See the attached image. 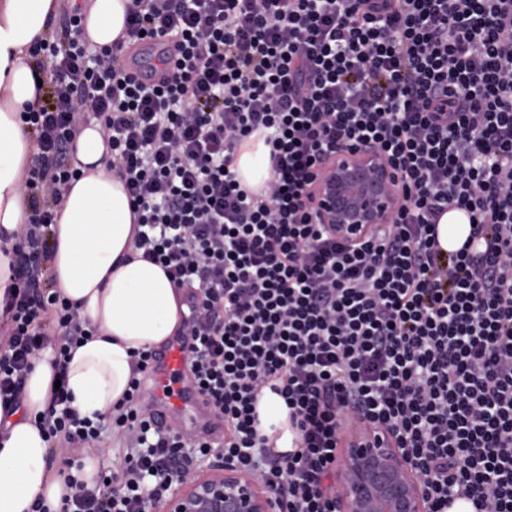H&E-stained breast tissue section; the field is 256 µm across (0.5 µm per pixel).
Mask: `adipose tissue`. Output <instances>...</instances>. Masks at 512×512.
Returning <instances> with one entry per match:
<instances>
[{"label": "adipose tissue", "mask_w": 512, "mask_h": 512, "mask_svg": "<svg viewBox=\"0 0 512 512\" xmlns=\"http://www.w3.org/2000/svg\"><path fill=\"white\" fill-rule=\"evenodd\" d=\"M59 2L0 0V301L11 283L12 234L26 218L19 179L37 151L19 120L24 104L35 100L42 77L30 50L34 40H50ZM128 2L88 0L85 39L99 47L112 45L123 34ZM106 152L98 126L77 136L73 164L83 176L65 188L51 242L57 289L96 329L65 363L71 406L93 421L113 414L123 397L133 351L167 343L181 329L186 311L183 289L136 249V224L122 183L103 162ZM235 171L250 191L264 187L270 163L263 139L241 146ZM54 377L49 361L38 362L25 381L20 408L0 418V512H33L40 498L50 512H58L70 493L46 465L52 440L38 421L51 405ZM257 412L260 434L273 438L279 451H294L297 434L284 400L262 390Z\"/></svg>", "instance_id": "adipose-tissue-1"}]
</instances>
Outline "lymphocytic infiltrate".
<instances>
[{
  "label": "lymphocytic infiltrate",
  "instance_id": "lymphocytic-infiltrate-1",
  "mask_svg": "<svg viewBox=\"0 0 512 512\" xmlns=\"http://www.w3.org/2000/svg\"><path fill=\"white\" fill-rule=\"evenodd\" d=\"M82 14L64 47L41 43L52 72L20 119L37 145L23 180L0 344V409L52 351L95 333L53 289L51 226L78 172L86 117L130 199L135 246L188 291L182 332L197 387L224 440L158 430L145 407L153 350L136 352L107 421L79 417L56 389L42 425L84 448L119 438V470L63 476L60 512H152L200 461L230 458L281 512H331L342 426L357 417L423 464L429 512L458 500L512 512V0H131L127 42L93 50ZM171 37L178 58L147 83L126 43ZM266 130L271 176L242 188L235 153ZM378 145L398 173L392 223L350 245L314 223L308 189L342 145ZM471 224L442 250L450 210ZM300 434L291 453L257 425L263 389ZM470 224L463 211L453 210L445 214L438 224V240L445 251H456L465 242Z\"/></svg>",
  "mask_w": 512,
  "mask_h": 512
}]
</instances>
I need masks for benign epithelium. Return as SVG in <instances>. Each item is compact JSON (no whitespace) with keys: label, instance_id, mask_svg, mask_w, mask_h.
<instances>
[{"label":"benign epithelium","instance_id":"1","mask_svg":"<svg viewBox=\"0 0 512 512\" xmlns=\"http://www.w3.org/2000/svg\"><path fill=\"white\" fill-rule=\"evenodd\" d=\"M319 223L357 243L392 222L402 204L400 178L373 145L341 146L310 189ZM336 462V512H428L422 464L389 433L345 426ZM159 512H279L261 481L231 459L178 483Z\"/></svg>","mask_w":512,"mask_h":512}]
</instances>
